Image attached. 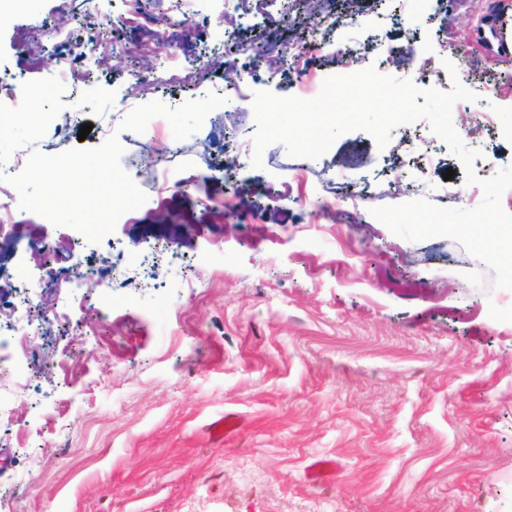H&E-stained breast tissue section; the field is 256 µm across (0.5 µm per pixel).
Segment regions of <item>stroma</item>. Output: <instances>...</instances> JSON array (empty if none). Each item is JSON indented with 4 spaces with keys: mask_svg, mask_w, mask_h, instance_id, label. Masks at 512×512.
<instances>
[{
    "mask_svg": "<svg viewBox=\"0 0 512 512\" xmlns=\"http://www.w3.org/2000/svg\"><path fill=\"white\" fill-rule=\"evenodd\" d=\"M494 2L335 0L330 48L278 68L235 57L245 101L227 98L180 141L162 117L141 134L117 126L151 101L177 108L224 95L216 0H196L174 29L165 19L180 0H72L80 29L57 23L56 0L0 13L1 75L70 84L66 66L36 65L20 37L28 30L53 56L94 31L103 53L119 41L137 65L201 71L191 89L148 84L134 96L120 70L96 73L81 89L87 109L57 116L23 148L52 155L119 133L121 166L147 201L97 244L16 204L0 214L46 246L0 250L13 274L0 279V302L64 322L27 353V384L4 401L0 512H512V290L494 287L489 266L458 241H409L371 213L418 199L459 209L482 202V188L424 120L393 130L382 149L356 130L316 160L274 143L255 169L247 152L255 91L311 99L328 75L382 61L394 75L412 35L476 94L454 115L491 113L468 147L494 170L512 166V78L475 24ZM303 11L302 0H253L236 38L283 47L296 39L285 18ZM120 13L158 22L110 27ZM354 20L361 43L349 57L335 45ZM86 123L93 129L79 138ZM159 145L168 154L140 168ZM193 175L202 188L183 187ZM171 212L192 231L164 226ZM60 241L73 250L54 255ZM63 267L92 269V296L23 298L24 280ZM227 414L237 430L215 437ZM324 460L334 478L313 479Z\"/></svg>",
    "mask_w": 512,
    "mask_h": 512,
    "instance_id": "stroma-1",
    "label": "stroma"
}]
</instances>
